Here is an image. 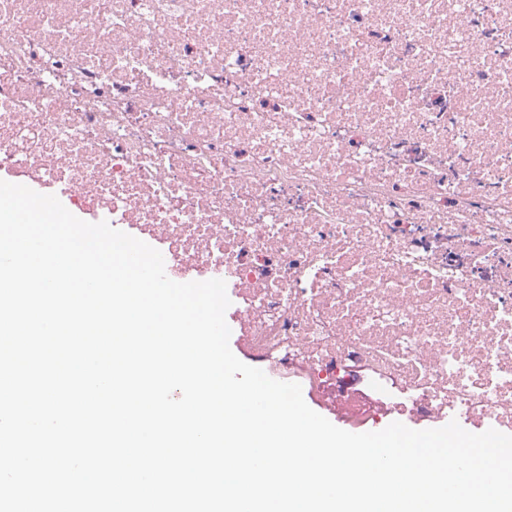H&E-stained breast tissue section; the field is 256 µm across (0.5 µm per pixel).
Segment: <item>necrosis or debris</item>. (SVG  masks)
<instances>
[{
    "label": "necrosis or debris",
    "instance_id": "4bbe7bcc",
    "mask_svg": "<svg viewBox=\"0 0 512 512\" xmlns=\"http://www.w3.org/2000/svg\"><path fill=\"white\" fill-rule=\"evenodd\" d=\"M0 171L349 427L512 430V0H0Z\"/></svg>",
    "mask_w": 512,
    "mask_h": 512
}]
</instances>
